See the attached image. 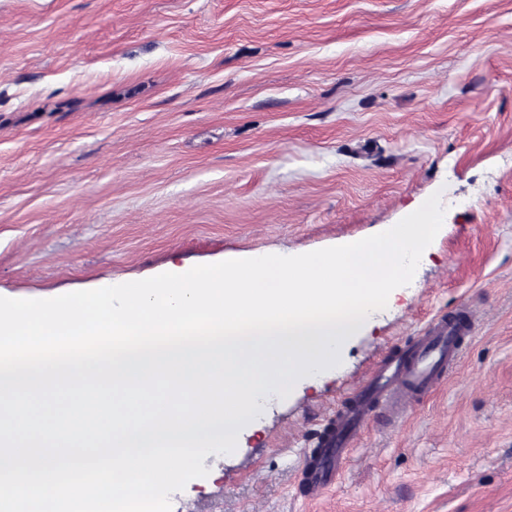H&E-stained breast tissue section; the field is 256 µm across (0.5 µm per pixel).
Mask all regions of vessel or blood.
<instances>
[{
  "mask_svg": "<svg viewBox=\"0 0 512 512\" xmlns=\"http://www.w3.org/2000/svg\"><path fill=\"white\" fill-rule=\"evenodd\" d=\"M473 330L470 315L440 319L406 359L380 360L367 380L344 399L318 447L305 450L301 480L308 493L317 496L335 484L342 465L377 410H385L396 422L413 409L418 397L431 393L458 363L461 336Z\"/></svg>",
  "mask_w": 512,
  "mask_h": 512,
  "instance_id": "1",
  "label": "vessel or blood"
}]
</instances>
